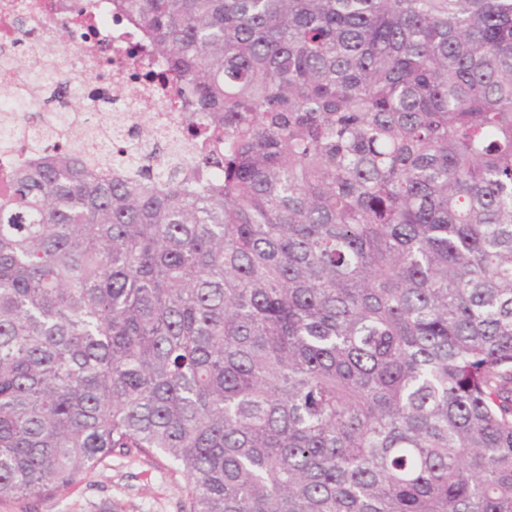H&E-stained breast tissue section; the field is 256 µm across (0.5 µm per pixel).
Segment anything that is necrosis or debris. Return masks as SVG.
Listing matches in <instances>:
<instances>
[{
    "label": "necrosis or debris",
    "mask_w": 512,
    "mask_h": 512,
    "mask_svg": "<svg viewBox=\"0 0 512 512\" xmlns=\"http://www.w3.org/2000/svg\"><path fill=\"white\" fill-rule=\"evenodd\" d=\"M68 0H0V20L7 24L0 31V80L12 85L10 99L0 100V166L31 163V149L18 128L27 115L41 114L54 124L59 137H67L71 114L75 111L121 112L127 129L141 122L164 131L177 140L185 138L184 114L170 103L157 83L138 77L136 68L125 62L128 31L112 18V0H93L98 23L86 40H63L56 17ZM37 45L61 49L63 62L48 61L45 74L37 80L25 79L18 68L25 38ZM136 85V99H129L126 88ZM148 113H140V105Z\"/></svg>",
    "instance_id": "obj_1"
}]
</instances>
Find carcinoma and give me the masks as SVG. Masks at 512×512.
<instances>
[{"instance_id":"carcinoma-1","label":"carcinoma","mask_w":512,"mask_h":512,"mask_svg":"<svg viewBox=\"0 0 512 512\" xmlns=\"http://www.w3.org/2000/svg\"><path fill=\"white\" fill-rule=\"evenodd\" d=\"M112 12L196 144L0 170V506L512 512V0ZM119 502L122 512H188L186 479L172 474L162 459L112 455L77 484L67 498L45 501L39 512H101Z\"/></svg>"}]
</instances>
